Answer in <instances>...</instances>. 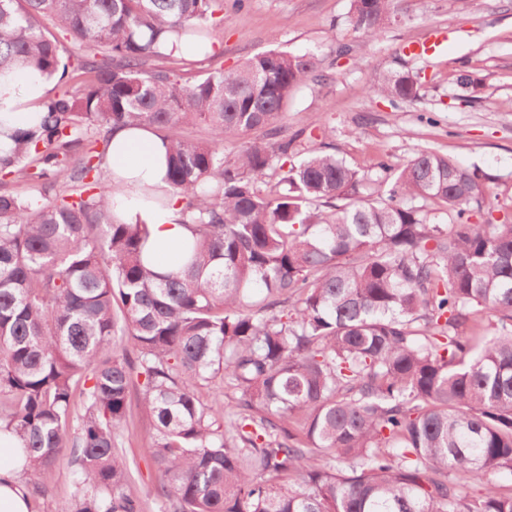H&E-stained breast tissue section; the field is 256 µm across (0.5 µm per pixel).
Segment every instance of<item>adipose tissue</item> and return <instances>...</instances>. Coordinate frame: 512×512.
Returning <instances> with one entry per match:
<instances>
[{"instance_id":"ef3b65f1","label":"adipose tissue","mask_w":512,"mask_h":512,"mask_svg":"<svg viewBox=\"0 0 512 512\" xmlns=\"http://www.w3.org/2000/svg\"><path fill=\"white\" fill-rule=\"evenodd\" d=\"M44 79L25 76L14 79L8 91H0V122L14 127L28 126L33 120V104L44 93ZM166 148L162 140L146 129L122 128L112 134L110 164L136 184H160L165 175ZM129 224L147 225L149 242L159 254L160 270H168L178 261L176 246L189 237L175 205L153 208L129 201L122 213ZM21 443L8 434H0V512H30L31 502L20 482Z\"/></svg>"}]
</instances>
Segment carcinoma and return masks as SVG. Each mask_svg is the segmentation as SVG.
Here are the masks:
<instances>
[{"mask_svg":"<svg viewBox=\"0 0 512 512\" xmlns=\"http://www.w3.org/2000/svg\"><path fill=\"white\" fill-rule=\"evenodd\" d=\"M391 2L352 0L353 32L377 37ZM223 27L224 0H0V84L60 86L0 130V432L30 498L67 452L75 512H143L121 452L136 393L160 512H512V220L471 222L491 176L428 148L366 173L330 142L301 155L278 121L328 79L314 54L190 84L159 64ZM371 91L420 97L408 72ZM142 125L165 132L168 184L143 198L178 202L192 235L168 273L116 213L112 131ZM197 125L210 139L179 133Z\"/></svg>","mask_w":512,"mask_h":512,"instance_id":"1","label":"carcinoma"}]
</instances>
